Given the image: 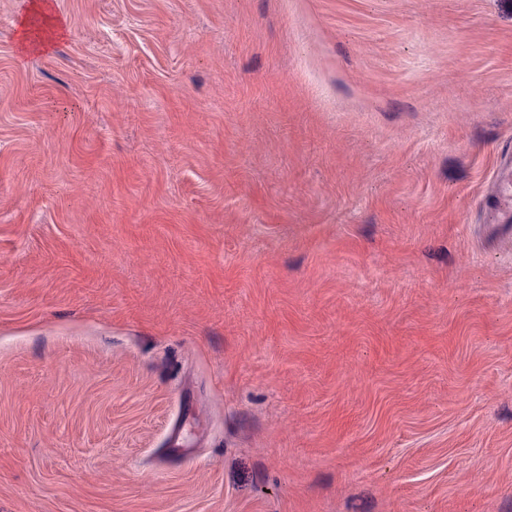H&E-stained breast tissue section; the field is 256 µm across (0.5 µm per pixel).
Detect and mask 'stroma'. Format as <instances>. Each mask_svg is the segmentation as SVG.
<instances>
[{"instance_id":"stroma-1","label":"stroma","mask_w":512,"mask_h":512,"mask_svg":"<svg viewBox=\"0 0 512 512\" xmlns=\"http://www.w3.org/2000/svg\"><path fill=\"white\" fill-rule=\"evenodd\" d=\"M0 0V512H512V0ZM33 7L34 11L40 14L48 23L50 35L33 38L31 31L27 29L26 23H22V30L19 33V46L23 53L47 50L48 46H51L55 38L61 36L65 28L63 20L50 16V2L44 0L40 3H34ZM486 197V222L492 224L502 237L512 239V152L500 156L499 166L492 176Z\"/></svg>"}]
</instances>
